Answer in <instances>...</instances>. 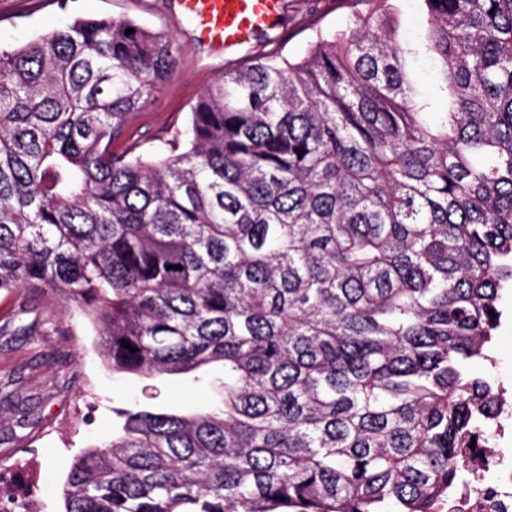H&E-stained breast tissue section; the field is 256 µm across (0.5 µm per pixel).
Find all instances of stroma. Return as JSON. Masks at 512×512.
I'll list each match as a JSON object with an SVG mask.
<instances>
[{
    "label": "stroma",
    "instance_id": "stroma-1",
    "mask_svg": "<svg viewBox=\"0 0 512 512\" xmlns=\"http://www.w3.org/2000/svg\"><path fill=\"white\" fill-rule=\"evenodd\" d=\"M349 9L343 0H283L281 28L268 31L283 55H301L317 29L343 28ZM128 17L171 35L179 63L162 91L129 115L118 149H150L154 138L183 126L199 95L227 71L229 61L195 37V22L180 14L174 0H68L60 11L55 0H0V47L24 44L57 26L64 15ZM19 294L0 292V380L12 396L0 400V481L18 500L37 501L39 512H62L63 480L73 459L85 448L119 431L118 409L139 404L160 412L190 414L224 397V369L212 367L200 377H147L116 374L98 347L88 321L54 299L42 300L36 315H19ZM502 312L489 348V359L469 362L477 378L493 377L512 389V288L503 289ZM48 319L56 331L24 335L32 318ZM33 405L35 427H19V411Z\"/></svg>",
    "mask_w": 512,
    "mask_h": 512
}]
</instances>
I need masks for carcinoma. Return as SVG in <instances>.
<instances>
[{"instance_id":"cac0c4a2","label":"carcinoma","mask_w":512,"mask_h":512,"mask_svg":"<svg viewBox=\"0 0 512 512\" xmlns=\"http://www.w3.org/2000/svg\"><path fill=\"white\" fill-rule=\"evenodd\" d=\"M356 2L146 154L112 145L169 35L75 18L0 48V291L71 302L115 373L224 365L219 410L120 412L64 512H442L491 450L466 365L512 285V0H421L416 43Z\"/></svg>"}]
</instances>
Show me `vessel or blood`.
Wrapping results in <instances>:
<instances>
[{
    "label": "vessel or blood",
    "instance_id": "1",
    "mask_svg": "<svg viewBox=\"0 0 512 512\" xmlns=\"http://www.w3.org/2000/svg\"><path fill=\"white\" fill-rule=\"evenodd\" d=\"M177 3L195 20L198 40L227 54L281 23L282 0H177Z\"/></svg>",
    "mask_w": 512,
    "mask_h": 512
}]
</instances>
